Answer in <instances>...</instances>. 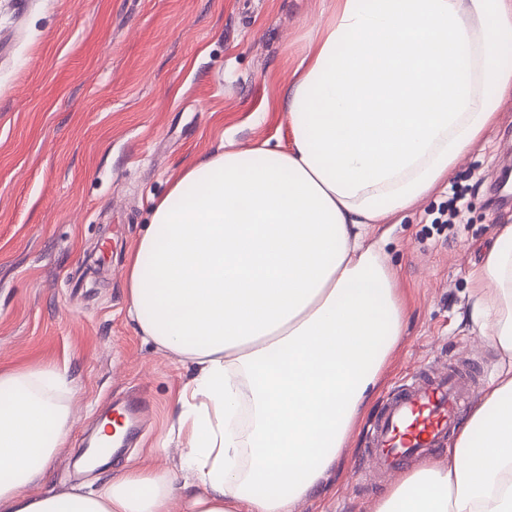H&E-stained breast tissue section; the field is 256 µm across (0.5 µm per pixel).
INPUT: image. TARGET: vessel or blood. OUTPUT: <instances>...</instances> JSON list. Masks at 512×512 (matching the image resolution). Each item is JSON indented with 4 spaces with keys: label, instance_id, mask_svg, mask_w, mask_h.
I'll return each instance as SVG.
<instances>
[{
    "label": "vessel or blood",
    "instance_id": "1",
    "mask_svg": "<svg viewBox=\"0 0 512 512\" xmlns=\"http://www.w3.org/2000/svg\"><path fill=\"white\" fill-rule=\"evenodd\" d=\"M478 378L470 361L416 372L386 398L367 442L368 456L397 470L414 456L440 447L477 395Z\"/></svg>",
    "mask_w": 512,
    "mask_h": 512
}]
</instances>
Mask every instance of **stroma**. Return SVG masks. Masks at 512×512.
<instances>
[{"label":"stroma","mask_w":512,"mask_h":512,"mask_svg":"<svg viewBox=\"0 0 512 512\" xmlns=\"http://www.w3.org/2000/svg\"><path fill=\"white\" fill-rule=\"evenodd\" d=\"M336 0H0V368L60 370L69 440L44 484L90 492L127 470L169 469L187 379L128 315V253L173 175L221 145L290 147L277 109ZM512 167V101L414 208L375 225L408 309L407 329L368 412L420 367L474 359L490 383L500 355L470 320L469 273L512 222L498 177ZM461 221L446 225L449 207ZM140 394V435L111 460L78 461L117 399ZM365 424L323 497L298 512H373L392 475L372 469Z\"/></svg>","instance_id":"obj_1"}]
</instances>
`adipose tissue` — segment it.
Returning a JSON list of instances; mask_svg holds the SVG:
<instances>
[{
  "label": "adipose tissue",
  "instance_id": "1",
  "mask_svg": "<svg viewBox=\"0 0 512 512\" xmlns=\"http://www.w3.org/2000/svg\"><path fill=\"white\" fill-rule=\"evenodd\" d=\"M512 0H338L278 109L290 150L177 173L126 261L129 315L192 367L182 485L130 471L42 492L66 445L64 377L0 370V512H296L324 495L400 345L407 308L371 225L446 181L512 99ZM502 367L443 454L374 512H512V223L470 272Z\"/></svg>",
  "mask_w": 512,
  "mask_h": 512
}]
</instances>
